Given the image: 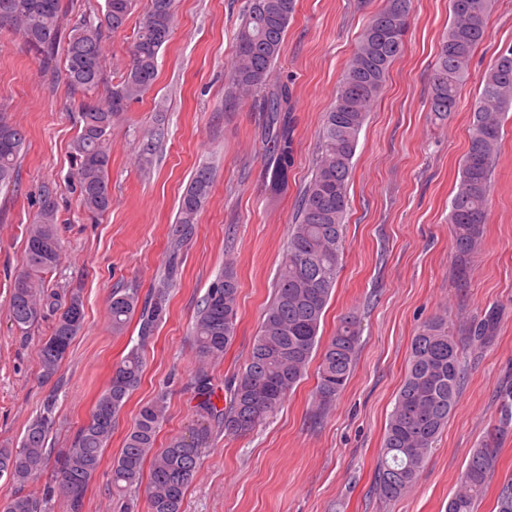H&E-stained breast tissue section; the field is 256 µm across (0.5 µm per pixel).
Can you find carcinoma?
Instances as JSON below:
<instances>
[{"label": "carcinoma", "mask_w": 512, "mask_h": 512, "mask_svg": "<svg viewBox=\"0 0 512 512\" xmlns=\"http://www.w3.org/2000/svg\"><path fill=\"white\" fill-rule=\"evenodd\" d=\"M450 21L430 76L429 111L440 120L455 111L460 85L469 77L473 55L488 38L487 13L491 0H449ZM297 0H247L234 35V56L226 75L224 97L235 102L263 94L267 112L264 135L272 142L267 170L273 188L288 185L295 116L288 86L270 82ZM134 0H105L100 23L86 13L69 27L64 46V76L69 89L82 95L79 130L73 142V178L85 214L95 219L112 206L109 168L113 120L127 111L156 80L158 56L173 32L175 0H150L149 9L129 49V64L117 83H107L103 30L125 27ZM412 0H384L383 8L366 24L348 61L335 100L325 112L319 153L309 183L296 201L285 257L278 270L275 294L265 310L252 350L231 382L229 402L218 407L208 364L222 358L237 326L238 281L232 264L224 265L197 306L191 324L200 367L192 388L200 397V426L187 437L156 449L166 415V398L144 405L112 460V487L120 493L145 489L146 512H182L185 494L196 473L204 447L217 426L229 435L252 432L282 403L302 379L313 355L319 356L315 397L317 408L328 409L343 392L356 361L359 332L353 318L344 319L333 336L322 341L320 327L326 305L336 288L343 260V225L349 205V186L361 129L378 99L392 64L407 47ZM63 0H0V29L10 28L34 50L51 54L60 37ZM104 99H98L99 91ZM512 108V46L498 53L484 72L473 108L468 151L448 223L454 240L458 277H466L470 256L480 245L491 192V179L502 138L504 113ZM26 141L25 131L0 113V188L14 182L16 163ZM212 187L211 169L197 167L180 198L178 216L169 231V247L178 252L194 234L197 216ZM57 209L45 197L30 225L25 260L16 275L9 316L25 330L50 318L52 330L40 349L42 375L51 379L84 322L83 302L67 300L45 287L42 274L60 257ZM145 297L137 289L115 292L109 304L112 330L121 332L135 318L138 344L112 368L98 395L89 421L71 447H47L53 400L33 419L17 448L0 446V477L23 484L55 457L54 489L62 512H83L92 476L100 468L112 437L117 414L140 382L143 350L153 340L168 310L169 280ZM497 314L485 312L473 328L484 339L493 334ZM463 379L461 355L448 323L442 317L426 321L415 335L405 378L386 424L376 489L394 499L416 482L433 444L447 424ZM497 431L474 449L460 487L448 500V512H476L486 481L498 456ZM50 497L17 493L0 501V512H48ZM496 512H512V479L499 489Z\"/></svg>", "instance_id": "1"}]
</instances>
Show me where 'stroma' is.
<instances>
[{
	"instance_id": "obj_1",
	"label": "stroma",
	"mask_w": 512,
	"mask_h": 512,
	"mask_svg": "<svg viewBox=\"0 0 512 512\" xmlns=\"http://www.w3.org/2000/svg\"><path fill=\"white\" fill-rule=\"evenodd\" d=\"M150 0H137L124 28L106 32L109 80L119 81ZM383 0H297L273 82L293 90L296 131L288 191L272 202L265 179L270 145L261 100H224L233 32L246 0H176L173 33L161 49L152 88L112 124L111 209L90 220L72 180L71 146L80 98L67 89L63 55L32 51L19 34L0 31V111L23 128L18 178L0 190V445L18 446L29 421L55 396L48 436L69 447L87 422L112 366L138 342L136 325L113 333V291L148 293L174 269L168 313L145 352L141 382L118 414L83 512H124L112 491V460L140 407L167 395L156 441L189 435L199 418L191 379L197 369L189 327L225 261L239 281L236 339L209 367L214 400L245 363L274 295L295 203L311 178L323 115L366 20ZM449 0H414L408 46L361 131L353 159L343 267L327 304L324 336L356 317L360 341L345 390L326 412L315 402L317 367L254 432L213 430L183 512H447L468 460L497 425L512 391V110L502 128L487 220L465 282H458L448 204L469 147L480 78L512 45V0H492L489 36L476 50L469 79L446 121L428 110L429 79ZM213 186L193 237L170 253L179 200L199 165ZM57 205L60 263L46 281L78 293L85 320L58 374L44 379L39 350L50 321L19 331L9 319L13 281L27 232L45 195ZM495 309L494 335L479 342L468 325ZM443 316L463 353L465 378L448 424L413 487L385 501L376 491L384 428L404 379L413 336ZM512 478V427L500 433L495 468L477 512H494Z\"/></svg>"
}]
</instances>
